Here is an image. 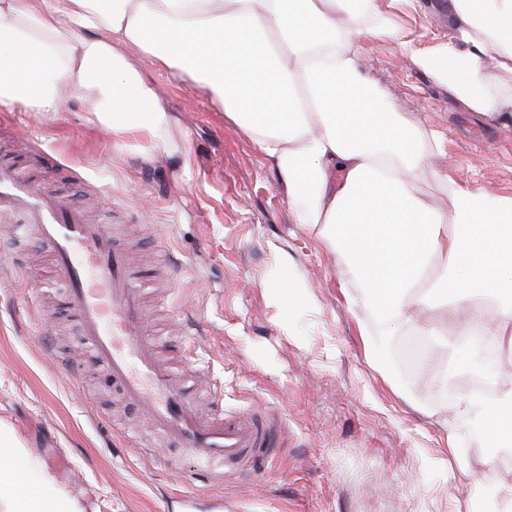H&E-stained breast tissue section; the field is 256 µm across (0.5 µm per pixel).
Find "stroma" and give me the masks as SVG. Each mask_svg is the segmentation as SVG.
<instances>
[{"label": "stroma", "instance_id": "obj_1", "mask_svg": "<svg viewBox=\"0 0 512 512\" xmlns=\"http://www.w3.org/2000/svg\"><path fill=\"white\" fill-rule=\"evenodd\" d=\"M401 15L412 42L369 41L362 64L413 122L441 133L417 187L450 207L446 173L512 195V116L487 118L451 100L414 62L446 43L439 0ZM128 55L172 109L165 144L118 143L70 97L52 115L0 108L4 145L51 190L129 227L143 273L168 253L169 280L146 286L145 332L181 369L188 343L197 367L223 389L212 410L242 412L277 428L272 458L249 476L191 479L182 451L85 354L50 252L31 232L0 222V419L33 457L81 499L86 512H471L441 425L468 394L432 337L408 331L389 349H366L335 252L294 223L278 176L251 139L205 91L137 47ZM297 285L290 305L277 281Z\"/></svg>", "mask_w": 512, "mask_h": 512}]
</instances>
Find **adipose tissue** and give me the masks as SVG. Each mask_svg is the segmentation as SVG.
I'll return each mask as SVG.
<instances>
[{
	"label": "adipose tissue",
	"mask_w": 512,
	"mask_h": 512,
	"mask_svg": "<svg viewBox=\"0 0 512 512\" xmlns=\"http://www.w3.org/2000/svg\"><path fill=\"white\" fill-rule=\"evenodd\" d=\"M396 0H0V106L58 113L70 91L115 138L162 143L171 116L130 60L137 46L205 88L274 168L296 223L347 267L344 297L364 336H395L410 307L460 311L463 368L484 345L512 350V196L458 185L445 215L416 176L435 130L411 123L364 73L369 39L409 49ZM447 44L417 66L469 111L512 113V0H448ZM444 421L457 477L477 478L453 431L467 417L488 442L482 466L512 447V389L473 391ZM0 512H86L81 500L0 423Z\"/></svg>",
	"instance_id": "ef3b65f1"
}]
</instances>
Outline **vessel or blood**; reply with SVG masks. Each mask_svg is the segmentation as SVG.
Wrapping results in <instances>:
<instances>
[{"label":"vessel or blood","mask_w":512,"mask_h":512,"mask_svg":"<svg viewBox=\"0 0 512 512\" xmlns=\"http://www.w3.org/2000/svg\"><path fill=\"white\" fill-rule=\"evenodd\" d=\"M12 216L36 226L50 249L55 272L67 284L64 302L92 358L160 435L179 444L202 477L214 479L219 463L244 473L266 459L274 439L270 425L240 413H203L194 389L176 383L156 357L142 332L146 314L131 253L115 246L108 225L89 223L67 197L0 163V219Z\"/></svg>","instance_id":"vessel-or-blood-1"}]
</instances>
